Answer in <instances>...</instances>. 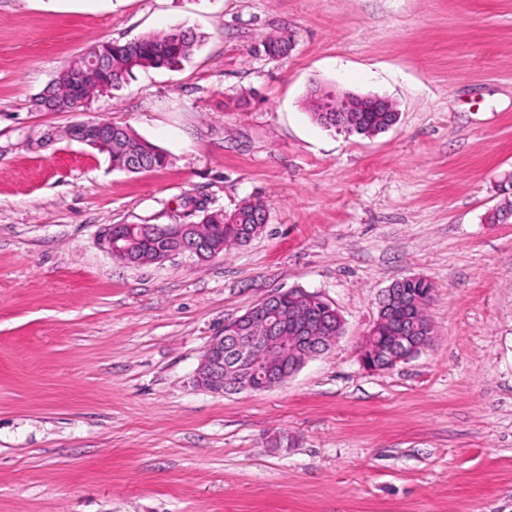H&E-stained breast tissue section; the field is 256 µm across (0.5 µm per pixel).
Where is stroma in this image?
Listing matches in <instances>:
<instances>
[{"instance_id": "obj_1", "label": "stroma", "mask_w": 512, "mask_h": 512, "mask_svg": "<svg viewBox=\"0 0 512 512\" xmlns=\"http://www.w3.org/2000/svg\"><path fill=\"white\" fill-rule=\"evenodd\" d=\"M174 28L85 112L36 100L90 46ZM269 37L291 49H253ZM379 95L398 122L335 132L311 92ZM81 119L169 157L114 169L38 137ZM512 0H0V512H512ZM262 200L207 262L129 264L113 224H192ZM432 287L435 339L366 370L381 292ZM300 289L344 333L283 386L195 387L225 323Z\"/></svg>"}]
</instances>
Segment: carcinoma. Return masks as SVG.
<instances>
[{
    "instance_id": "1",
    "label": "carcinoma",
    "mask_w": 512,
    "mask_h": 512,
    "mask_svg": "<svg viewBox=\"0 0 512 512\" xmlns=\"http://www.w3.org/2000/svg\"><path fill=\"white\" fill-rule=\"evenodd\" d=\"M201 41L190 30L172 29L168 32L146 35L125 43L103 42L90 47L101 55L107 64L100 70L82 75L78 64L70 63L58 72L53 82L60 89L72 91L82 112L87 101L105 87L118 88L125 84L133 70L141 68H175L189 60ZM364 123L357 130L359 135H377L386 131L391 114L385 112L363 113ZM112 166L135 173L143 169H160L167 165V155L138 136L131 128L121 126L118 143L112 146ZM267 220L266 204L261 200H246L234 210H201L199 223L205 225L203 242L206 258L224 255L227 248L248 242L258 235ZM171 240L128 242L129 252L140 259L158 247L168 248ZM403 302L398 306L395 325L407 329L423 327L429 318L427 307L432 287L422 279L408 278L395 282Z\"/></svg>"
}]
</instances>
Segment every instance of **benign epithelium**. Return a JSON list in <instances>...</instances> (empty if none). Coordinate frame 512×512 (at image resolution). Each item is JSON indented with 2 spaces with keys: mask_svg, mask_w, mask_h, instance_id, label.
I'll list each match as a JSON object with an SVG mask.
<instances>
[{
  "mask_svg": "<svg viewBox=\"0 0 512 512\" xmlns=\"http://www.w3.org/2000/svg\"><path fill=\"white\" fill-rule=\"evenodd\" d=\"M318 112L336 113V130H345V123L357 124V112H397L395 104L376 95L343 94L329 95L315 100ZM62 136L70 141L95 146L105 151L112 150V131H104L102 127H90L74 122L62 132ZM167 228L178 240L175 249L157 250L154 260L162 261L175 255L186 253L202 256L199 246L201 224H169ZM102 241L116 258H127V246L113 240L112 228L102 234ZM281 294L270 295L255 305L245 314V318L261 324V335L246 342L238 341V324H225L224 330L212 339L202 356L194 373L196 387L213 394L222 395L227 390L226 382H231L233 390L261 389L269 390L284 384L288 378L298 372L311 358L328 350L342 334L337 330L333 336H323L314 322L303 321L302 333L299 337L309 352L303 358L284 364L286 354L278 350L288 344V337L279 335L282 317L280 316ZM377 327L369 329L360 349V361L369 371H384L395 367L420 354L432 341V329H427L418 339L407 336H390L384 345L376 343Z\"/></svg>",
  "mask_w": 512,
  "mask_h": 512,
  "instance_id": "1",
  "label": "benign epithelium"
}]
</instances>
